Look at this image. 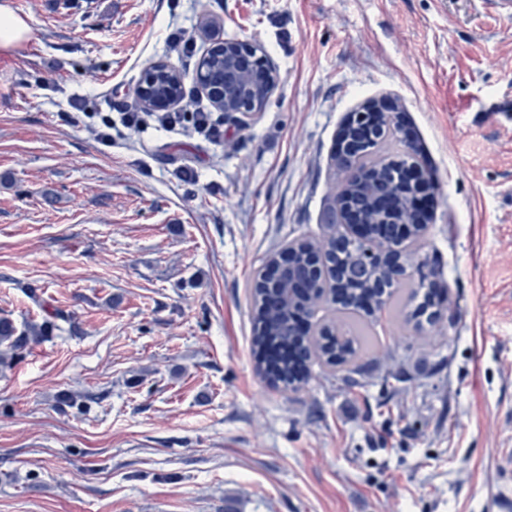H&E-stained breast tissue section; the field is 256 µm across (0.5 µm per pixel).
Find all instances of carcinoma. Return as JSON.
Listing matches in <instances>:
<instances>
[{
    "mask_svg": "<svg viewBox=\"0 0 512 512\" xmlns=\"http://www.w3.org/2000/svg\"><path fill=\"white\" fill-rule=\"evenodd\" d=\"M208 73L213 95L219 99L245 100L262 94L261 83L265 72L255 52L238 55L235 68L224 69V48L218 46L208 53L203 62ZM153 83L150 95L167 99L182 93L186 78L179 71L180 79L173 81L171 68L149 65ZM347 154L358 170L379 169L372 181L358 182L349 176L348 170L337 168L340 190L349 209L363 221L378 227L384 223L404 218V169L413 159L408 144L399 127L376 125L362 138L355 137L348 144ZM336 205L328 206L322 214V223L328 232L320 243H290L282 253L289 255L286 268L272 279L256 276L253 302L255 309L252 345L262 355L261 370L264 377L288 389H296L305 382L309 364L315 358L328 368L343 372L337 377L345 388L364 386L362 372L355 360L362 349L365 337L355 316L372 315L356 309L361 298L378 309L394 304L400 296L405 267H396L384 260L373 265L365 264L360 248L345 241L336 247V237L329 235L336 226ZM323 255L326 269H315L317 255ZM447 284L432 271L420 278L412 288L406 304L415 307L405 313V321L426 318L429 323L439 318V313H429L431 297H438ZM299 306L311 314L325 311L319 327V335L306 343L295 336L292 310ZM66 318L60 312H52L41 323L17 326L7 317L0 318V358L5 366L24 357L31 346L50 334L63 330Z\"/></svg>",
    "mask_w": 512,
    "mask_h": 512,
    "instance_id": "cac0c4a2",
    "label": "carcinoma"
}]
</instances>
